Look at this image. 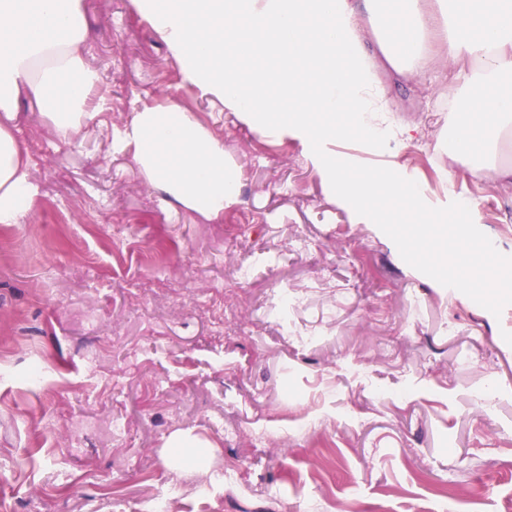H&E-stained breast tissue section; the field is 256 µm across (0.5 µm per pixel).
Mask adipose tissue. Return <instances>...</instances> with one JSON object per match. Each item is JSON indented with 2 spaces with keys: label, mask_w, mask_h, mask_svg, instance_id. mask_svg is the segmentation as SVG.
<instances>
[{
  "label": "adipose tissue",
  "mask_w": 512,
  "mask_h": 512,
  "mask_svg": "<svg viewBox=\"0 0 512 512\" xmlns=\"http://www.w3.org/2000/svg\"><path fill=\"white\" fill-rule=\"evenodd\" d=\"M172 55L182 82L220 103L265 137L292 134L332 189L360 204L406 202L421 215H476L474 200L455 191L429 195L399 165L358 167L337 157L338 138L353 133L373 145L404 142L410 127L395 121L380 70L422 77L430 62L460 66L466 100L453 128L457 155L481 141L497 153L512 137V0H401L404 38L387 0H133ZM270 33L273 43L256 41ZM84 0H0V225L29 215L37 186L35 165L18 135L20 102L35 104L55 136L70 139L102 107L99 76L84 56ZM279 56L277 69L266 58ZM346 113L349 128L336 126ZM115 151L132 150L151 185L177 203L219 220L238 201L239 171L224 142L173 99L133 110L114 130Z\"/></svg>",
  "instance_id": "obj_1"
}]
</instances>
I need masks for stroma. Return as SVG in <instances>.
<instances>
[{
    "label": "stroma",
    "mask_w": 512,
    "mask_h": 512,
    "mask_svg": "<svg viewBox=\"0 0 512 512\" xmlns=\"http://www.w3.org/2000/svg\"><path fill=\"white\" fill-rule=\"evenodd\" d=\"M97 121L55 137L25 106L39 194L0 225V493L13 512H512V328L433 255L466 247V214L402 202L358 221L292 136L263 137L182 89L132 0H84ZM458 71L382 81L419 127L394 160L428 192L478 202L512 253V183L456 157ZM178 97L224 140L237 204L208 222L150 185L110 134ZM454 183H447L446 173ZM184 432L207 469L164 454Z\"/></svg>",
    "instance_id": "stroma-1"
}]
</instances>
